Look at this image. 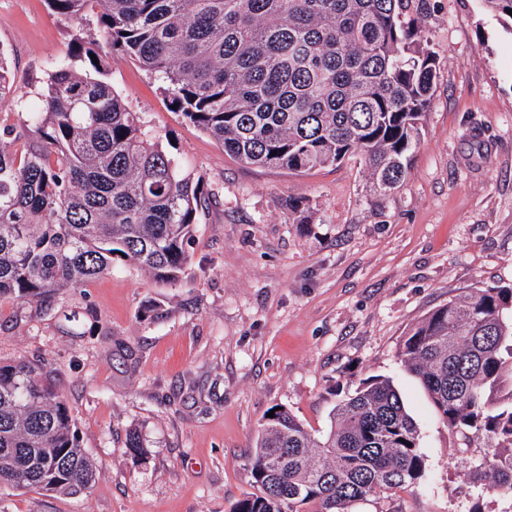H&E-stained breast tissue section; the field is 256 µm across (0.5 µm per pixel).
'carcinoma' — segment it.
<instances>
[{"instance_id": "carcinoma-1", "label": "carcinoma", "mask_w": 512, "mask_h": 512, "mask_svg": "<svg viewBox=\"0 0 512 512\" xmlns=\"http://www.w3.org/2000/svg\"><path fill=\"white\" fill-rule=\"evenodd\" d=\"M72 22L96 15L112 53L160 79L170 104L246 165L305 173L356 154L383 194L409 153L440 62L407 0H47ZM512 28V0H482ZM99 64H94L93 60ZM87 67L78 68L76 61ZM75 38L42 107L0 118V298L48 305L133 261L174 282L204 201L194 177L102 79ZM13 95L0 49V105ZM467 456L468 474L512 498V287L471 288L430 310L398 351ZM254 491L230 512H353L424 486L416 425L392 381L369 376L310 433L274 411L251 462ZM95 466L51 373L0 364V484L89 490Z\"/></svg>"}]
</instances>
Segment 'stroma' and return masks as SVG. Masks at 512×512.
Returning a JSON list of instances; mask_svg holds the SVG:
<instances>
[{"label": "stroma", "mask_w": 512, "mask_h": 512, "mask_svg": "<svg viewBox=\"0 0 512 512\" xmlns=\"http://www.w3.org/2000/svg\"><path fill=\"white\" fill-rule=\"evenodd\" d=\"M408 13L440 77L410 175L385 195L355 156L300 174L239 162L170 109L153 75L109 56L106 81L203 178L192 257L173 283L117 260L51 308L0 300V363L51 370L97 467L76 496L0 486V512H230L253 490L270 410L323 434L339 394L377 374L416 423L426 488L356 512H466L468 466L397 352L450 296L512 285V33L481 0H410ZM80 27L99 39L95 16L76 25L47 0H0L23 106Z\"/></svg>", "instance_id": "obj_1"}]
</instances>
